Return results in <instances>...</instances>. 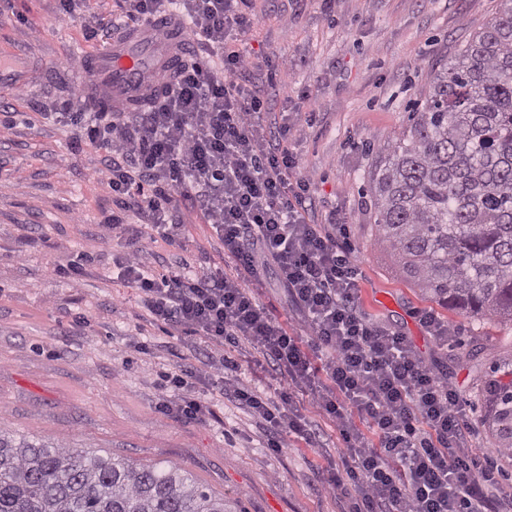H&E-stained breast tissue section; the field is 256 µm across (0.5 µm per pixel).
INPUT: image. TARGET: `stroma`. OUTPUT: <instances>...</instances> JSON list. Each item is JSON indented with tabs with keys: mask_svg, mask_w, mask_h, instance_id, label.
<instances>
[{
	"mask_svg": "<svg viewBox=\"0 0 512 512\" xmlns=\"http://www.w3.org/2000/svg\"><path fill=\"white\" fill-rule=\"evenodd\" d=\"M502 0H252V55L277 51L276 71L257 77L278 100L270 129L288 126V146L306 165L314 193L305 218H345L336 244L358 268L362 309L409 336L419 355L447 378L465 408L471 445L489 451L503 493L512 466L491 453L480 421L474 379L489 363L512 359V325L446 309L405 280L374 242V204L367 182L377 151L420 111L433 74L501 9ZM121 14V0H82L76 13L57 0H0V431L119 456L139 464L178 465L236 512H347L349 500L323 486L339 459L336 429L321 423L323 444L304 442L281 454L265 446L254 416L213 391L218 355L204 338L152 322L114 265L132 246L155 270L187 275L225 264L215 229L178 198V241L161 240L142 218L126 215L130 233L105 234L103 217L118 212L101 183L104 152L81 138L71 113L96 98L80 80L82 52L110 41L96 30ZM82 262L76 279L54 265ZM255 294L280 323L301 316L267 271ZM429 310L448 322L439 341L415 317ZM241 383L266 395L280 378L261 354L242 344ZM196 372L210 392L212 416L185 418L162 389L175 367Z\"/></svg>",
	"mask_w": 512,
	"mask_h": 512,
	"instance_id": "35a3bbf8",
	"label": "stroma"
}]
</instances>
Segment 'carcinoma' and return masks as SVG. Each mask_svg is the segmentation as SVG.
I'll return each mask as SVG.
<instances>
[{
	"mask_svg": "<svg viewBox=\"0 0 512 512\" xmlns=\"http://www.w3.org/2000/svg\"><path fill=\"white\" fill-rule=\"evenodd\" d=\"M376 243L430 300L512 322V0L436 72L369 179ZM512 462V364L478 378ZM0 512H233L181 467L0 431Z\"/></svg>",
	"mask_w": 512,
	"mask_h": 512,
	"instance_id": "carcinoma-1",
	"label": "carcinoma"
}]
</instances>
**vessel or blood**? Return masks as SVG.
I'll return each instance as SVG.
<instances>
[{
  "label": "vessel or blood",
  "instance_id": "b4317fda",
  "mask_svg": "<svg viewBox=\"0 0 512 512\" xmlns=\"http://www.w3.org/2000/svg\"><path fill=\"white\" fill-rule=\"evenodd\" d=\"M154 49L151 70L162 72L172 60L182 57L188 45L176 20L158 18L123 31L105 53H94L83 66L80 77L88 88L104 91L107 101L118 104L141 99L147 92V70L140 53Z\"/></svg>",
  "mask_w": 512,
  "mask_h": 512
}]
</instances>
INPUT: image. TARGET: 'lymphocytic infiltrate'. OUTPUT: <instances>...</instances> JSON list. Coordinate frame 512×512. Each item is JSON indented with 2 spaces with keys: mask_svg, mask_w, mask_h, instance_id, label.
<instances>
[{
  "mask_svg": "<svg viewBox=\"0 0 512 512\" xmlns=\"http://www.w3.org/2000/svg\"><path fill=\"white\" fill-rule=\"evenodd\" d=\"M205 58L181 62L164 96L141 112H100L83 124L105 152L102 181L125 211L145 217L163 239L179 227L168 213L177 197L192 198L224 243L235 273L197 277L153 271L132 249L123 278L152 318L205 337L221 351L229 378L223 395L248 408L267 446L281 453L291 439L315 445L318 426L300 412L307 395L334 423L344 446L329 492L354 491L352 512H512V497L494 494V475L469 451L464 413L446 379L428 366L408 337L371 320L358 301V271L336 238L303 215L312 183L288 147V132L268 136L266 101L254 85L245 45L255 18L249 0H183ZM274 269L303 316L307 336L283 326L242 279ZM249 342L282 381L272 396L234 377L226 350ZM324 358V377L312 360ZM176 410L203 419L187 370L168 373ZM368 420L364 435L353 416Z\"/></svg>",
  "mask_w": 512,
  "mask_h": 512,
  "instance_id": "obj_1",
  "label": "lymphocytic infiltrate"
}]
</instances>
